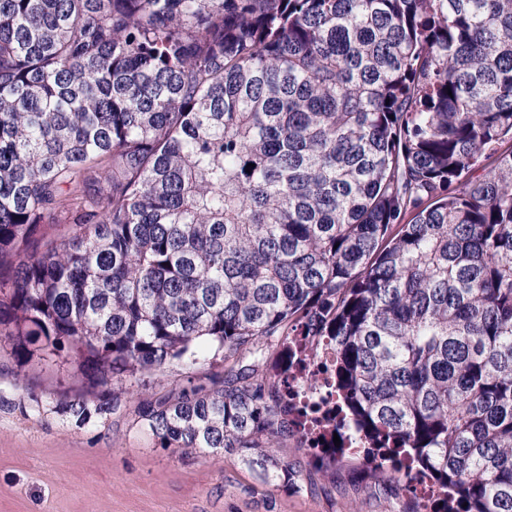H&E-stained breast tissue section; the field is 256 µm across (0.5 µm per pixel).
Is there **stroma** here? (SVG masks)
I'll return each mask as SVG.
<instances>
[{"label": "stroma", "mask_w": 512, "mask_h": 512, "mask_svg": "<svg viewBox=\"0 0 512 512\" xmlns=\"http://www.w3.org/2000/svg\"><path fill=\"white\" fill-rule=\"evenodd\" d=\"M221 359L195 366L173 362L145 376L140 394L121 393L120 412L79 417L64 397L88 391L87 380L57 357L17 367L0 344V512H384L373 488L354 479L351 463L335 481L316 473L298 448L299 489L263 485L236 456L182 455L164 448L139 422V398L208 384Z\"/></svg>", "instance_id": "1"}]
</instances>
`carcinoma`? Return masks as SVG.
<instances>
[{
  "mask_svg": "<svg viewBox=\"0 0 512 512\" xmlns=\"http://www.w3.org/2000/svg\"><path fill=\"white\" fill-rule=\"evenodd\" d=\"M293 336L336 352L337 454ZM2 341L104 391L206 343L136 408L163 447L512 512V0H0ZM328 361V356L324 353L321 354L319 362L305 363L306 371L312 373V382L309 384L300 382L299 378H294L291 373L288 375L289 390L295 406L294 420L298 428L305 432L309 447L315 448L318 453L325 448L338 450L345 447L349 436L346 430L340 429L337 432L340 445H335L332 431L324 434L318 432L315 427V420L321 419L327 412L334 411L336 408V392L332 388V379L322 365ZM313 407H318L319 412L309 414L304 412V410L311 411Z\"/></svg>",
  "mask_w": 512,
  "mask_h": 512,
  "instance_id": "carcinoma-1",
  "label": "carcinoma"
}]
</instances>
